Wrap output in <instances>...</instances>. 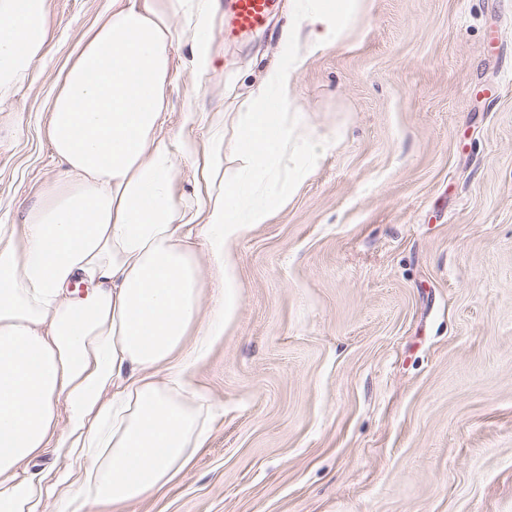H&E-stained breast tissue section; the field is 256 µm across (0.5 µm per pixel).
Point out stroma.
Here are the masks:
<instances>
[{
	"label": "stroma",
	"instance_id": "stroma-1",
	"mask_svg": "<svg viewBox=\"0 0 512 512\" xmlns=\"http://www.w3.org/2000/svg\"><path fill=\"white\" fill-rule=\"evenodd\" d=\"M174 52L166 133L233 123L280 52L289 0ZM112 0H48L51 50L0 112V224L61 170V75ZM512 0H362L290 88L319 144L288 203L232 245L236 308L191 382L209 438L126 512H512ZM197 120L185 124L186 108Z\"/></svg>",
	"mask_w": 512,
	"mask_h": 512
}]
</instances>
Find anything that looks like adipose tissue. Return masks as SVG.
I'll return each mask as SVG.
<instances>
[{"instance_id": "adipose-tissue-1", "label": "adipose tissue", "mask_w": 512, "mask_h": 512, "mask_svg": "<svg viewBox=\"0 0 512 512\" xmlns=\"http://www.w3.org/2000/svg\"><path fill=\"white\" fill-rule=\"evenodd\" d=\"M353 3L291 0L295 24L235 117L231 180L223 131L202 146L163 131L175 47L212 69L211 0H118L89 33L50 112L61 177L24 224H0V512H124L203 448L211 407L188 378L232 315L231 246L303 178L288 164L317 145L298 140L290 87ZM46 15L47 0H0V103L46 54ZM184 160L201 168L190 195L173 185ZM196 233L224 272L205 319ZM75 281L88 290L72 299ZM50 449L63 468L32 469Z\"/></svg>"}]
</instances>
